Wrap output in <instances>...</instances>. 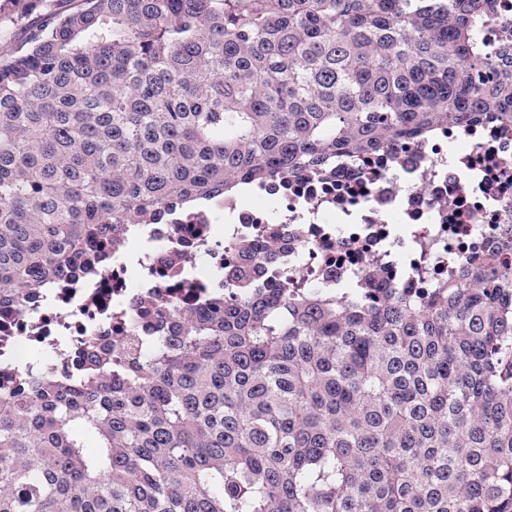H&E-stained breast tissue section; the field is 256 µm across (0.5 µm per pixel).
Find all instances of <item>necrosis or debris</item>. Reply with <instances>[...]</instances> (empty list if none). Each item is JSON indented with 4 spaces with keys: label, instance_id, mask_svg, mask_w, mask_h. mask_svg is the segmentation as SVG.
I'll list each match as a JSON object with an SVG mask.
<instances>
[{
    "label": "necrosis or debris",
    "instance_id": "necrosis-or-debris-1",
    "mask_svg": "<svg viewBox=\"0 0 512 512\" xmlns=\"http://www.w3.org/2000/svg\"><path fill=\"white\" fill-rule=\"evenodd\" d=\"M266 208L225 196L183 210L164 224H132L112 264L41 289L21 305L0 308V393L38 352L66 372L74 350L134 323L127 300L138 289L179 304L217 285L218 266L235 259V243L257 233L261 254H275L289 273L322 288H405L426 293L431 269L448 276L474 253L492 250L498 225L512 222V127L487 120L442 126L424 140L289 183L253 187ZM180 273H154L156 254Z\"/></svg>",
    "mask_w": 512,
    "mask_h": 512
}]
</instances>
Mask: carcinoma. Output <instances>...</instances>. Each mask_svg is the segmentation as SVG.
Masks as SVG:
<instances>
[{
  "mask_svg": "<svg viewBox=\"0 0 512 512\" xmlns=\"http://www.w3.org/2000/svg\"><path fill=\"white\" fill-rule=\"evenodd\" d=\"M13 2L0 39L42 20L0 54V305L244 181L512 126L498 0ZM238 252L153 335L0 396V512H512V223L421 299Z\"/></svg>",
  "mask_w": 512,
  "mask_h": 512,
  "instance_id": "1",
  "label": "carcinoma"
}]
</instances>
